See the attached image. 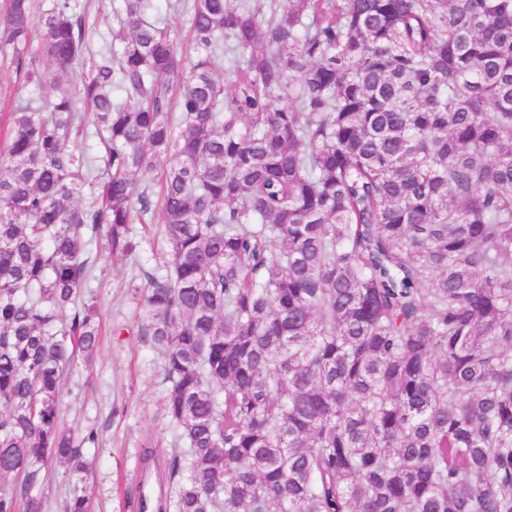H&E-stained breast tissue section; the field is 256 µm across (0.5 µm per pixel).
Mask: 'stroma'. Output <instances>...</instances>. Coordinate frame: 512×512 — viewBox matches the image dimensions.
<instances>
[{
    "label": "stroma",
    "instance_id": "stroma-1",
    "mask_svg": "<svg viewBox=\"0 0 512 512\" xmlns=\"http://www.w3.org/2000/svg\"><path fill=\"white\" fill-rule=\"evenodd\" d=\"M134 230L140 248L132 255H112L98 243L91 247L93 277L86 292L98 310L100 348L92 369L71 372L60 395L63 428L78 434L94 426L99 432L98 447L83 451L92 464L97 512H127L143 435L169 433L160 418L159 363L138 334L142 309L129 288L139 268H150L165 251L166 240L156 224Z\"/></svg>",
    "mask_w": 512,
    "mask_h": 512
}]
</instances>
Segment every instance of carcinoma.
I'll use <instances>...</instances> for the list:
<instances>
[{
  "instance_id": "cac0c4a2",
  "label": "carcinoma",
  "mask_w": 512,
  "mask_h": 512,
  "mask_svg": "<svg viewBox=\"0 0 512 512\" xmlns=\"http://www.w3.org/2000/svg\"><path fill=\"white\" fill-rule=\"evenodd\" d=\"M117 2L95 49L71 0H0V512H44L55 463L93 512L98 430L59 411L88 246L156 213L133 295L173 437L129 512H512V0H174L192 57ZM86 59L102 157L72 94H22ZM22 84V79L10 67L9 61L0 57V110L9 111L10 95Z\"/></svg>"
}]
</instances>
